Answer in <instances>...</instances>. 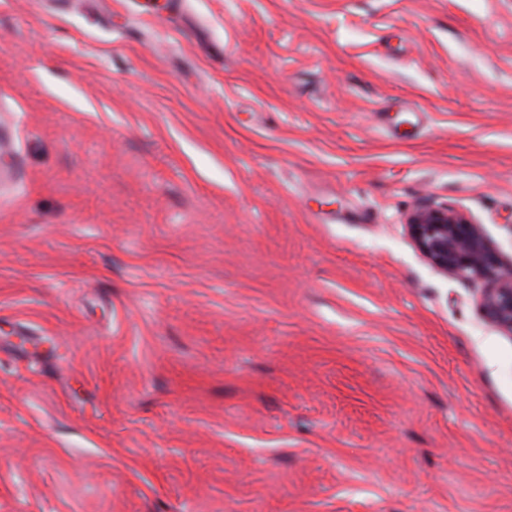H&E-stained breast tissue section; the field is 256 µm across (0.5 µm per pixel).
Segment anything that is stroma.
<instances>
[{
	"mask_svg": "<svg viewBox=\"0 0 512 512\" xmlns=\"http://www.w3.org/2000/svg\"><path fill=\"white\" fill-rule=\"evenodd\" d=\"M512 0H0V512H512ZM421 255L443 274L479 284L481 318L512 337V256H505L482 225L445 206L423 204L405 222Z\"/></svg>",
	"mask_w": 512,
	"mask_h": 512,
	"instance_id": "obj_1",
	"label": "stroma"
}]
</instances>
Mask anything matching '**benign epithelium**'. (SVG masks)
Returning <instances> with one entry per match:
<instances>
[{
    "instance_id": "7a95c632",
    "label": "benign epithelium",
    "mask_w": 512,
    "mask_h": 512,
    "mask_svg": "<svg viewBox=\"0 0 512 512\" xmlns=\"http://www.w3.org/2000/svg\"><path fill=\"white\" fill-rule=\"evenodd\" d=\"M421 255L443 274L480 285L475 301L481 318L512 337V256H505L482 225L445 206L423 204L406 219Z\"/></svg>"
}]
</instances>
